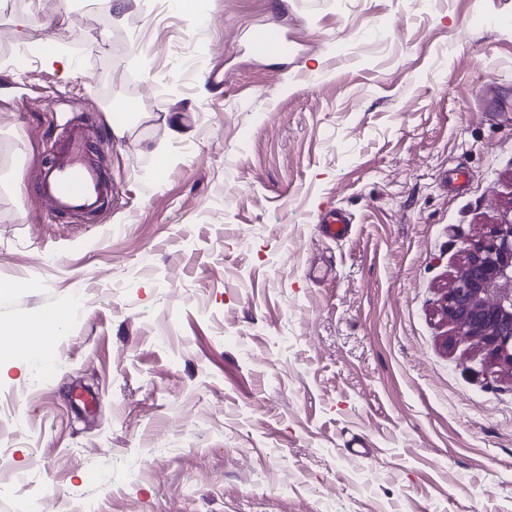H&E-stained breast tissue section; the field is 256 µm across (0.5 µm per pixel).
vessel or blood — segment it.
<instances>
[{
	"label": "vessel or blood",
	"mask_w": 512,
	"mask_h": 512,
	"mask_svg": "<svg viewBox=\"0 0 512 512\" xmlns=\"http://www.w3.org/2000/svg\"><path fill=\"white\" fill-rule=\"evenodd\" d=\"M252 50L264 57L287 55L288 40L275 28L259 29ZM54 157L38 183L39 194L57 215H92L112 196V184L89 153V142L80 129L57 140Z\"/></svg>",
	"instance_id": "obj_1"
}]
</instances>
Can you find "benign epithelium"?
<instances>
[{"label":"benign epithelium","mask_w":512,"mask_h":512,"mask_svg":"<svg viewBox=\"0 0 512 512\" xmlns=\"http://www.w3.org/2000/svg\"><path fill=\"white\" fill-rule=\"evenodd\" d=\"M464 252L442 308L455 335L476 341L494 364L512 373V220L491 225Z\"/></svg>","instance_id":"7a95c632"}]
</instances>
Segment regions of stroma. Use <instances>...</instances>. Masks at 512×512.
Segmentation results:
<instances>
[{
  "instance_id": "1",
  "label": "stroma",
  "mask_w": 512,
  "mask_h": 512,
  "mask_svg": "<svg viewBox=\"0 0 512 512\" xmlns=\"http://www.w3.org/2000/svg\"><path fill=\"white\" fill-rule=\"evenodd\" d=\"M50 36L70 73L13 68ZM79 124L112 198L59 217ZM510 218L512 0H0V328L84 300L0 361L14 470L100 512H512V375L441 311ZM252 50L264 57L287 56L288 39L276 28H262L253 37Z\"/></svg>"
}]
</instances>
